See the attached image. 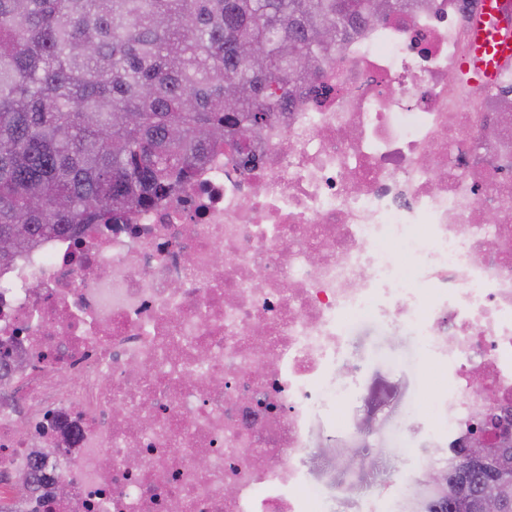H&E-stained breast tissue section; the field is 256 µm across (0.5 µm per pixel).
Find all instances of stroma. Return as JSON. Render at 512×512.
<instances>
[{"label": "stroma", "instance_id": "35a3bbf8", "mask_svg": "<svg viewBox=\"0 0 512 512\" xmlns=\"http://www.w3.org/2000/svg\"><path fill=\"white\" fill-rule=\"evenodd\" d=\"M346 338L334 376L347 380V395L339 404L316 406L304 456L321 512H364L368 499L391 491L396 478L418 464L403 437L427 421V404L440 384L414 330L363 315L350 319ZM354 362L363 370L351 378L346 367ZM350 448L360 449L359 465H348Z\"/></svg>", "mask_w": 512, "mask_h": 512}]
</instances>
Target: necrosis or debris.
I'll use <instances>...</instances> for the list:
<instances>
[{
	"label": "necrosis or debris",
	"instance_id": "4bbe7bcc",
	"mask_svg": "<svg viewBox=\"0 0 512 512\" xmlns=\"http://www.w3.org/2000/svg\"><path fill=\"white\" fill-rule=\"evenodd\" d=\"M420 2L348 40L254 166L224 145L173 197L0 266V512H310V413L354 316L440 368L434 470L506 422L512 62L463 80L481 0Z\"/></svg>",
	"mask_w": 512,
	"mask_h": 512
}]
</instances>
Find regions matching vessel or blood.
Segmentation results:
<instances>
[{
    "label": "vessel or blood",
    "instance_id": "b4317fda",
    "mask_svg": "<svg viewBox=\"0 0 512 512\" xmlns=\"http://www.w3.org/2000/svg\"><path fill=\"white\" fill-rule=\"evenodd\" d=\"M473 37L474 73L492 79L500 64L512 59V0H484L481 12L473 19Z\"/></svg>",
    "mask_w": 512,
    "mask_h": 512
}]
</instances>
